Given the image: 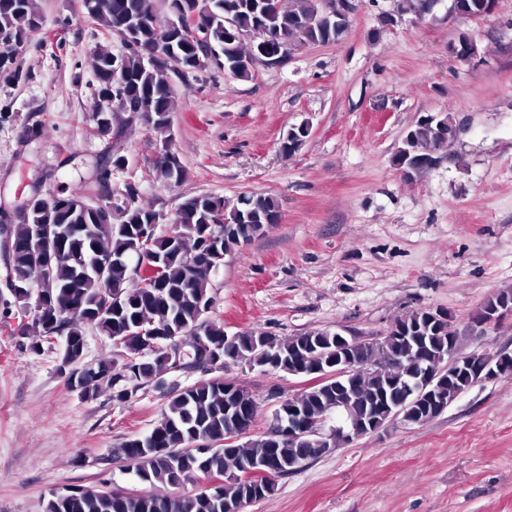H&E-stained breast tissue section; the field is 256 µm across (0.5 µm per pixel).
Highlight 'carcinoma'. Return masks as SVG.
Wrapping results in <instances>:
<instances>
[{"instance_id":"carcinoma-1","label":"carcinoma","mask_w":512,"mask_h":512,"mask_svg":"<svg viewBox=\"0 0 512 512\" xmlns=\"http://www.w3.org/2000/svg\"><path fill=\"white\" fill-rule=\"evenodd\" d=\"M208 2L203 15L207 40L200 42L187 32L168 30L158 15L157 0H83L87 17L107 35L131 29L121 55L110 43L96 45L91 54L94 86L95 122L102 132L112 125L118 112H134L155 135L162 157H175L170 151L172 100L175 94L171 74L175 65L188 72L206 69L221 59L235 76L247 78L258 55L257 44L245 43L260 22V5L265 0H234L238 5L235 28L224 26V3L227 0H168V10L191 14L202 2ZM345 0H290L278 6L265 19L267 28L281 38L263 48L269 59L282 58L285 49L310 43L339 40L347 31ZM433 9L432 0H398L397 11L425 14ZM43 16L37 0H0V39L23 48L33 32L42 26ZM175 44L177 64L151 56L162 36ZM120 62V81L112 77L114 59ZM446 116L419 119L412 125L394 156V164L414 171L427 167L423 158H434L436 151L455 139L445 129ZM308 131L292 129L282 143L286 154L293 153ZM133 198L131 206L115 205L103 213L75 193L61 208L45 202L34 204L16 216L9 229L12 249L8 257L9 280L13 287L0 291L3 312L23 309L33 304L40 293L43 308L31 323L39 335L54 327L64 338L61 366L69 368L67 383L82 397L92 399L107 388L118 402L131 399L148 379L167 390L168 403L161 419L143 436L125 440L113 449L115 458L133 462L137 478L156 487L153 493L133 494L125 491L73 485L54 491L44 512H236L240 507L267 497H258L250 486L225 478L220 491L211 494L175 495L172 488L204 472L231 474L256 459L255 439L239 440L234 445L216 448L224 440L229 407L253 411L256 400L245 387L227 379L220 371L229 363H245L291 373L315 372L320 359L336 355V332L310 330L298 336L278 338L264 331H244L229 349H224V325L207 318L214 301V275L206 270L191 271L194 259L218 247L232 254L257 238L276 223L279 202L269 195H239L232 203L211 195L186 198L176 210L178 241L163 235L154 239L151 253L162 267L161 277L153 286H141L133 275V261L140 258V230L158 223V215L139 200L137 188L121 186ZM209 224H221L224 237L215 245L207 237ZM89 226L65 236L62 254L50 266L43 263L44 246L36 228ZM512 302V289H503L489 297L473 314L480 318L503 302ZM397 322L407 331H394L361 348L360 369L342 379L347 397L339 405L336 382L325 381L298 396L297 402L308 416L324 422L329 413L341 409L346 420L358 426L368 419L383 400L401 409L406 418L422 414L405 390L414 380L417 351L426 348L424 364L435 368L448 365V336L458 347L472 325L458 326L448 332V323L432 321L431 310H413ZM92 327L110 340H120L122 359L100 360L97 365H83L86 329ZM152 328L161 338L180 341L190 348L195 334H202L213 353L192 358L188 364L202 367L213 376L200 379L180 390L167 387L164 377L168 368L161 354L148 356L139 329ZM470 387L465 378L445 382L438 393L452 402ZM267 447L279 466L276 473L284 477L312 460L329 453L333 445L318 447L304 437H274Z\"/></svg>"}]
</instances>
